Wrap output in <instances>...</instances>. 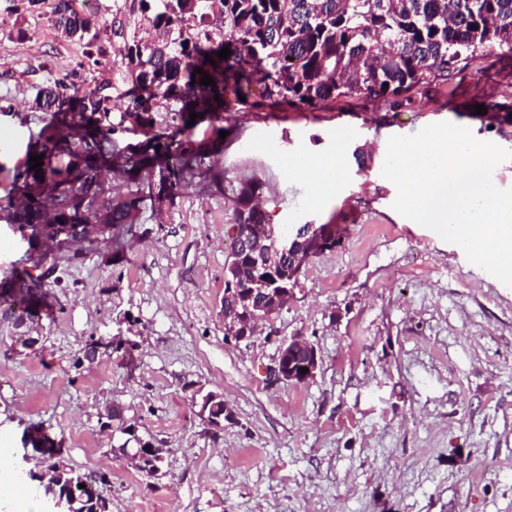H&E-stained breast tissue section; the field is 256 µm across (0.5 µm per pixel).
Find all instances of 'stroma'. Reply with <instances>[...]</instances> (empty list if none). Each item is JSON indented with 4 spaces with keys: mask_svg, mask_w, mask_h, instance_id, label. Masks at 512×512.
<instances>
[{
    "mask_svg": "<svg viewBox=\"0 0 512 512\" xmlns=\"http://www.w3.org/2000/svg\"><path fill=\"white\" fill-rule=\"evenodd\" d=\"M53 7L0 0L2 199L49 118L35 105L42 89L77 76L109 83L120 117L127 38L154 33L137 0H94L83 11L115 50L101 64L94 45L55 27ZM116 16L127 37L106 34ZM444 121L512 150V58L476 57L396 101L225 113L219 162L172 200L143 188L132 223L91 247L54 246L68 284L50 290L42 346L17 354L15 326L0 318V448L10 451L0 488L35 468L21 438L38 425L77 473L109 475L99 488L108 512H512V287L408 222L381 175L390 136ZM340 137L339 192L311 206L284 161L331 154ZM250 181L268 223L333 224L340 243L302 267L270 325L235 342L224 337V265L233 198ZM92 335L133 340L132 360L108 351L79 364ZM296 337L317 351L313 377L270 385L280 345ZM210 392L233 414L220 428L200 414ZM116 402L163 449L158 476L112 453L118 438L101 415Z\"/></svg>",
    "mask_w": 512,
    "mask_h": 512,
    "instance_id": "obj_1",
    "label": "stroma"
}]
</instances>
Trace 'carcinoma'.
<instances>
[{
	"mask_svg": "<svg viewBox=\"0 0 512 512\" xmlns=\"http://www.w3.org/2000/svg\"><path fill=\"white\" fill-rule=\"evenodd\" d=\"M73 0H58L54 25L69 38H92L91 20L72 7ZM164 10L151 16L149 0H140L145 20L162 30L163 37L143 42L130 39L124 65L131 75L132 103L119 123L111 121L110 85L85 91L72 86L79 109H63L66 93L51 87L40 92L36 105L52 111L51 120L29 155L43 156L41 171L25 159L14 176L15 193L24 207L10 201L5 210L19 235L29 239L48 236L66 244L91 221L104 230L128 222L138 209L139 191L122 201L112 198V187L99 170L109 152L124 154L128 180L136 183L144 172L166 170L179 184L187 171L199 170L219 155L223 142L193 140L190 114L197 120L220 115L234 105L315 107L339 97L395 98L414 87L428 85L463 70V64L497 49L512 56V0H162ZM224 23V41L214 43L206 29ZM193 25L198 37H184ZM231 54L217 57L224 47ZM211 56L215 64L205 61ZM203 69L214 83H200ZM158 94L182 103L177 124L147 143L119 146L112 135L125 122L154 125L148 102ZM43 175V179L36 175ZM257 184L243 186L235 197L234 223L241 229L266 223L255 197ZM33 198H28V195ZM97 202L95 210L82 207L83 199ZM56 266L32 275L10 269L5 279H29L33 287L8 288L0 284V314L34 315L48 306L45 280ZM225 275L238 280L239 290L224 289V310L241 312L256 283L247 264L225 267ZM151 443L136 435L112 446L123 456ZM57 443L43 457L55 470V492L63 500L61 512H107L97 494L72 495L81 483H108V476L84 477L68 467Z\"/></svg>",
	"mask_w": 512,
	"mask_h": 512,
	"instance_id": "obj_1",
	"label": "carcinoma"
}]
</instances>
